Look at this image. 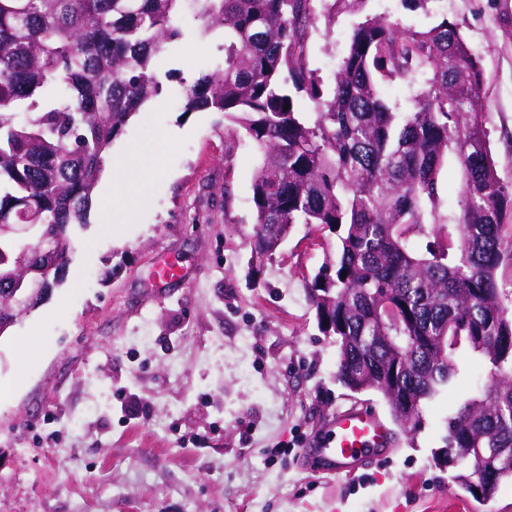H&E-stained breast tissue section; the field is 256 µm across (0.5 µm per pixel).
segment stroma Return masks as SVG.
<instances>
[{
  "label": "stroma",
  "mask_w": 512,
  "mask_h": 512,
  "mask_svg": "<svg viewBox=\"0 0 512 512\" xmlns=\"http://www.w3.org/2000/svg\"><path fill=\"white\" fill-rule=\"evenodd\" d=\"M399 26H459L483 58L486 130L500 180L512 189V0H367L358 12L317 14L299 31L323 88L365 17ZM183 35L153 60L161 93L113 140L154 148L171 128L166 180L149 199L127 192L120 235L74 228L67 273L50 296L0 333V512H512V484L487 501L451 480L436 454L446 419L492 379L462 351L451 386L423 404L421 422L394 421L383 397L337 379L332 337L308 299L333 264L336 231L296 224L262 269L250 265L258 146L223 114L184 109L189 77L224 63L223 37ZM185 278L152 288L154 266ZM42 337L21 386L12 378L31 332ZM361 403L390 420L387 461L349 474L304 467L301 449L337 408Z\"/></svg>",
  "instance_id": "35a3bbf8"
}]
</instances>
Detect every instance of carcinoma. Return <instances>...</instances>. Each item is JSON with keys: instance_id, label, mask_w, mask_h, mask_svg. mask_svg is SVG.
Returning <instances> with one entry per match:
<instances>
[{"instance_id": "cac0c4a2", "label": "carcinoma", "mask_w": 512, "mask_h": 512, "mask_svg": "<svg viewBox=\"0 0 512 512\" xmlns=\"http://www.w3.org/2000/svg\"><path fill=\"white\" fill-rule=\"evenodd\" d=\"M313 2L0 0V225H28L31 238L0 230V273L34 258L42 240L68 265L104 154L160 93L152 60L191 13L203 33H223L224 66L187 88L186 111L224 114L261 151L252 264L271 259L294 224L336 228L335 269L309 291L318 325L334 337L339 381L381 394L405 426L457 374L458 352L480 356L493 384L448 416L446 452L454 481L490 500L512 483V290L497 275L512 193L486 139L481 57L446 19L401 30L388 15L368 17L325 94L296 42ZM418 77L411 110L391 111L381 84ZM292 89L318 106L315 120ZM450 149L462 170L455 224L438 213ZM40 303L21 310L0 288V334ZM483 468L493 477L478 486Z\"/></svg>"}]
</instances>
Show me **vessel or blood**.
Listing matches in <instances>:
<instances>
[{"label":"vessel or blood","mask_w":512,"mask_h":512,"mask_svg":"<svg viewBox=\"0 0 512 512\" xmlns=\"http://www.w3.org/2000/svg\"><path fill=\"white\" fill-rule=\"evenodd\" d=\"M394 444L389 424L363 406H349L334 414L314 447L304 449L307 465L328 474L348 472L351 464L378 456Z\"/></svg>","instance_id":"b4317fda"}]
</instances>
